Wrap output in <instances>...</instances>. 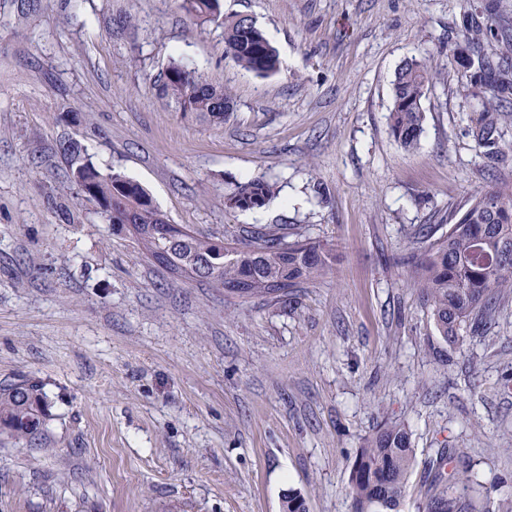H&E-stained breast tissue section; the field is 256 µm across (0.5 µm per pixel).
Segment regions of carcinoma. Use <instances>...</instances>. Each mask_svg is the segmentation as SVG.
<instances>
[{"label": "carcinoma", "instance_id": "carcinoma-1", "mask_svg": "<svg viewBox=\"0 0 512 512\" xmlns=\"http://www.w3.org/2000/svg\"><path fill=\"white\" fill-rule=\"evenodd\" d=\"M180 8L199 23L224 28L226 53L241 67L258 75L278 71L280 58L256 21L224 17L220 0H180ZM461 35L469 47V81L465 91L481 98L482 108L471 119L470 134L483 156L492 161L503 153V116L512 112V62L485 45L498 38L492 7L467 13ZM436 71L427 56L405 60L394 80L390 132L404 147L417 144L422 132V100ZM159 98L183 117L222 124L232 110V98L195 68L173 59L155 82ZM74 160L72 177L81 199L96 203L118 227L132 224L135 240L153 260L163 256L170 274L212 282L239 299L272 297L288 301L294 291L320 280L332 268L335 254L326 244L295 234L291 241L271 228L220 239L185 230L173 239L161 233L166 217L149 192L120 172L102 174L80 158L75 142L61 144ZM276 194L274 183L256 177L241 183L225 205L242 211L264 207ZM423 252L407 260L408 282L430 306V320L440 338L460 346L473 323H491L502 296L512 293V182H500L466 200L448 219V231L422 236ZM50 419L42 385L22 379L0 383V439L38 445ZM449 449L425 462L427 485L419 512H470L465 492L448 490L443 466ZM415 449L405 423L383 422L356 454L349 476L351 512H400ZM282 512H306L301 494L291 491Z\"/></svg>", "mask_w": 512, "mask_h": 512}]
</instances>
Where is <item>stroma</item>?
Segmentation results:
<instances>
[{
	"instance_id": "35a3bbf8",
	"label": "stroma",
	"mask_w": 512,
	"mask_h": 512,
	"mask_svg": "<svg viewBox=\"0 0 512 512\" xmlns=\"http://www.w3.org/2000/svg\"><path fill=\"white\" fill-rule=\"evenodd\" d=\"M0 0V380L39 381L42 447L0 443V512H350L355 455L405 423L416 464L450 449L477 512L512 500V296L460 347L436 335L402 259L428 224L512 181L468 132L478 106L439 67L414 147L389 133L398 66L464 50L470 0H221L280 69L259 76L178 0ZM132 16L131 27L109 29ZM180 58L224 86V124L181 118L154 83ZM140 182L168 222L215 236L279 226L332 247L288 302L176 280L92 203L57 144ZM276 182L260 209L238 184ZM276 194L274 183L256 177L241 183L225 201V205L242 211L264 207Z\"/></svg>"
}]
</instances>
